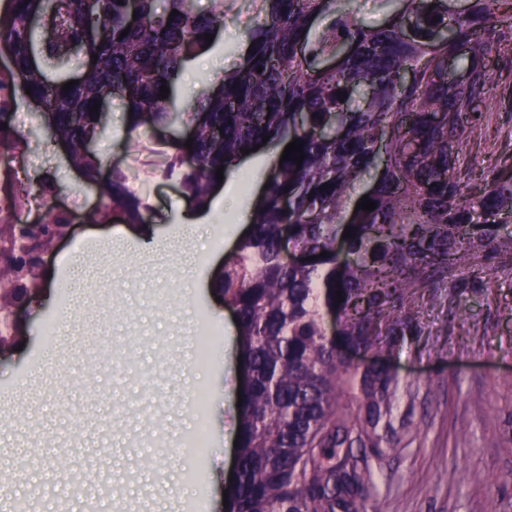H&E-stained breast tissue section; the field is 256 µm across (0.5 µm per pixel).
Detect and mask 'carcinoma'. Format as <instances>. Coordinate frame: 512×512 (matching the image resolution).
<instances>
[{"label":"carcinoma","mask_w":512,"mask_h":512,"mask_svg":"<svg viewBox=\"0 0 512 512\" xmlns=\"http://www.w3.org/2000/svg\"><path fill=\"white\" fill-rule=\"evenodd\" d=\"M210 2L203 14L196 0H138L135 20L129 0H95L90 11L85 0L64 6L6 0L0 53L8 57L18 98L43 103L32 113L34 128L96 188L102 208L84 216L85 223H101L111 212L129 224L146 223L124 172L114 167L102 176V157L87 147L101 137L115 98L126 110L129 148L177 120L192 128V148L174 146L166 174L196 208L209 206L217 167L263 137L273 147L303 142L301 167L275 160L250 233L214 282L235 313L251 372L238 408L237 469L226 512H362L369 475L352 448L378 443L389 375L375 366L352 368L338 347L392 353L413 320L419 289L460 265L484 272L490 253L512 254V235L500 234V216L512 214V178L488 179L472 198L460 158L464 140L481 135L490 121L467 109L493 90L488 57L512 45V25L501 24V17L512 18V0H469L446 41L438 34L453 0H382L396 7L386 25L360 16L351 0H335L333 8L325 0H253L259 9L234 47L236 66L217 89L198 91L183 112L175 94L183 65L207 44L204 34L224 27V0ZM458 42L469 52L455 54ZM332 57L336 69L324 68ZM449 60L465 81L448 80ZM79 62L85 71L77 78ZM408 71L413 78L404 84L399 76ZM75 78L78 84L64 91ZM332 116L336 135L320 134ZM2 123L5 146L28 145L27 137H12L6 112ZM384 128L392 136L382 144ZM369 170L380 176L366 192L376 209L366 212L350 201ZM45 187L28 175L19 192L41 200ZM347 227L355 237L342 238ZM285 236L308 260L283 262ZM28 275L22 264L0 266V281L11 284L0 292L1 311L29 295L35 283ZM325 310L338 318L334 340ZM352 404L368 427L354 428Z\"/></svg>","instance_id":"1"}]
</instances>
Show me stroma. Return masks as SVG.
Instances as JSON below:
<instances>
[{
  "label": "stroma",
  "mask_w": 512,
  "mask_h": 512,
  "mask_svg": "<svg viewBox=\"0 0 512 512\" xmlns=\"http://www.w3.org/2000/svg\"><path fill=\"white\" fill-rule=\"evenodd\" d=\"M230 19L207 53L190 61L180 96L201 83L217 85L218 67L236 59L255 10L229 0ZM494 91L481 111L492 120L469 138L462 155L473 188L512 171V58L490 57ZM117 135L96 143L141 195L150 231L182 237L187 203L162 168L170 132L144 137L126 150L124 112L111 105ZM26 169L53 179L54 206L99 204L96 190L68 166L60 147L31 139ZM267 151L236 166L237 184L212 200L206 223L192 233L190 256L141 253L136 241L102 252L104 238L126 230L122 220L73 225L40 274L39 293L23 309L20 350L0 354V502L7 512H224L235 474L239 348L234 314L216 302L217 271L243 230L234 210L265 171ZM418 314L397 351L366 352L385 365L389 413L376 448L353 447L369 467V504L380 512H512V256L492 259L486 273L461 270L455 287L420 290ZM203 317L224 338L209 364L190 367L184 348ZM56 323L47 337L44 327ZM210 397L209 445L187 455L181 440L194 429L186 400L197 388ZM197 476L186 484V473Z\"/></svg>",
  "instance_id": "stroma-1"
}]
</instances>
